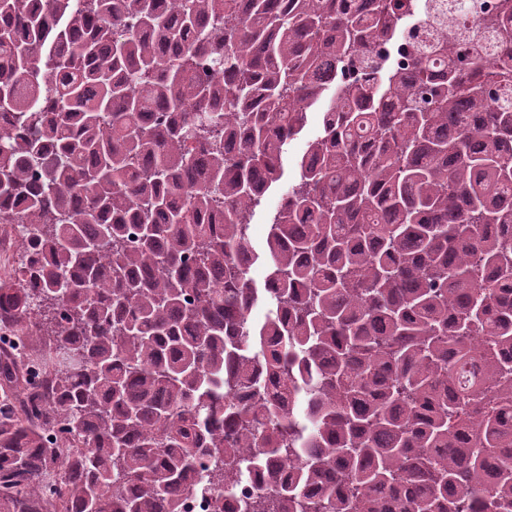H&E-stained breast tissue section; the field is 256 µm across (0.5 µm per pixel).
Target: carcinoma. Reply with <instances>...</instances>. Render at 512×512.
<instances>
[{
	"mask_svg": "<svg viewBox=\"0 0 512 512\" xmlns=\"http://www.w3.org/2000/svg\"><path fill=\"white\" fill-rule=\"evenodd\" d=\"M414 6L0 0V512H512V0ZM416 2L418 14L424 17L421 24L422 30H424L427 35V40H430L431 42H434L437 39L446 38L447 34L448 38L464 42L465 40L462 38L463 35L468 31L477 28L480 24V12L468 11L464 7V4H462V6L460 5L459 1L448 0V2H453L452 5H455V7H448L447 15H445L448 18V24L442 22L443 18L444 21H446L443 16L438 17V20L435 19L432 2ZM465 43L471 51L480 50L482 46L487 59L490 62L495 60L496 44L491 30L485 31L484 38L481 43L471 41H465ZM275 201V194L269 197L266 207L258 212L253 220L251 231V245L263 257L266 250V240L269 226L266 224L269 219V210Z\"/></svg>",
	"mask_w": 512,
	"mask_h": 512,
	"instance_id": "carcinoma-1",
	"label": "carcinoma"
}]
</instances>
